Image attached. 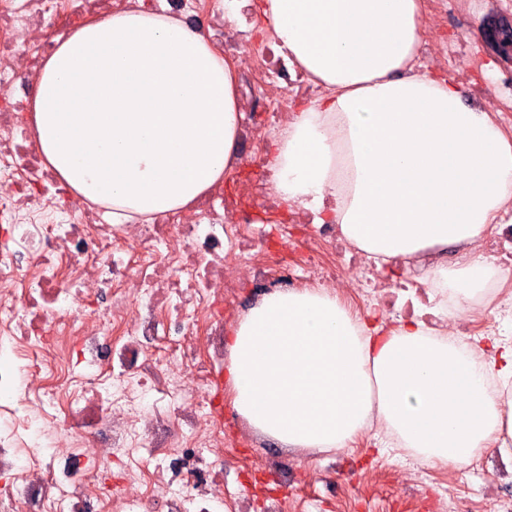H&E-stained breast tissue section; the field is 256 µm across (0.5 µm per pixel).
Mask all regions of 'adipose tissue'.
I'll list each match as a JSON object with an SVG mask.
<instances>
[{
    "label": "adipose tissue",
    "instance_id": "ef3b65f1",
    "mask_svg": "<svg viewBox=\"0 0 512 512\" xmlns=\"http://www.w3.org/2000/svg\"><path fill=\"white\" fill-rule=\"evenodd\" d=\"M280 47L324 93L272 142L277 197L333 219L381 259L479 236L512 202V139L462 108L453 79L413 70L421 0H263ZM239 120L232 61L150 10L81 22L43 63L27 121L66 185L112 221L188 208L232 168ZM479 261L438 268L462 299L486 288ZM463 346L421 321L352 319L335 294L276 292L224 339L237 413L282 447H345L379 414L427 463L512 442V341Z\"/></svg>",
    "mask_w": 512,
    "mask_h": 512
}]
</instances>
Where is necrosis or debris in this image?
<instances>
[{"mask_svg": "<svg viewBox=\"0 0 512 512\" xmlns=\"http://www.w3.org/2000/svg\"><path fill=\"white\" fill-rule=\"evenodd\" d=\"M200 2L0 0V512H237L224 485L240 462L217 454L234 439L213 370L244 296L323 288L362 311L417 316L452 341L501 335L512 320L511 209L460 246L496 279L459 308L433 281L441 249L384 271L340 225L282 208L266 147L314 87L250 14ZM142 8L189 21L241 59L248 152L236 157L234 189L114 224L43 165L13 91L34 86L76 18ZM469 474L486 512H512V496L469 464L449 462L445 477Z\"/></svg>", "mask_w": 512, "mask_h": 512, "instance_id": "4bbe7bcc", "label": "necrosis or debris"}]
</instances>
